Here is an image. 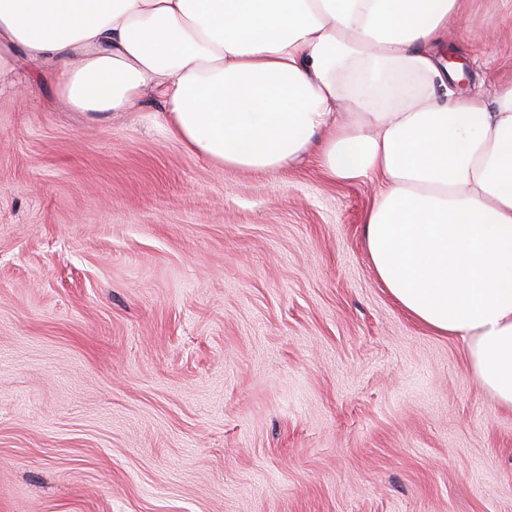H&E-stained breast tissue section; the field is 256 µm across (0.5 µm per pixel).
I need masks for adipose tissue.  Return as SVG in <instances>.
Wrapping results in <instances>:
<instances>
[{
	"label": "adipose tissue",
	"mask_w": 512,
	"mask_h": 512,
	"mask_svg": "<svg viewBox=\"0 0 512 512\" xmlns=\"http://www.w3.org/2000/svg\"><path fill=\"white\" fill-rule=\"evenodd\" d=\"M463 0H0L9 49L60 65L88 119L165 106L171 134L225 166L316 154L332 180H377L365 215L378 281L415 320L461 337L512 410V84L449 91L433 47Z\"/></svg>",
	"instance_id": "adipose-tissue-1"
}]
</instances>
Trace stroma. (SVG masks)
Listing matches in <instances>:
<instances>
[{"mask_svg":"<svg viewBox=\"0 0 512 512\" xmlns=\"http://www.w3.org/2000/svg\"><path fill=\"white\" fill-rule=\"evenodd\" d=\"M464 92L512 82L467 0ZM0 93V512H512V410L378 282L380 185L183 147L161 99L93 122Z\"/></svg>","mask_w":512,"mask_h":512,"instance_id":"obj_1","label":"stroma"}]
</instances>
